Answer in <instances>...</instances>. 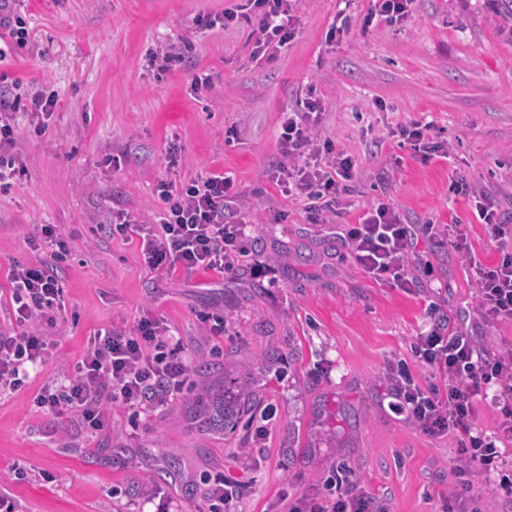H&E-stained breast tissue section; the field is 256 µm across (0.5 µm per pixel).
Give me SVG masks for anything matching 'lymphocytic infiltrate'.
I'll return each mask as SVG.
<instances>
[{"mask_svg": "<svg viewBox=\"0 0 512 512\" xmlns=\"http://www.w3.org/2000/svg\"><path fill=\"white\" fill-rule=\"evenodd\" d=\"M257 18L256 54L274 57L294 37L297 0H250ZM55 105L53 95L22 100L12 88L0 89V191L8 190L25 168L13 146L15 112L26 109L30 124L42 132ZM322 114L317 100L282 113L278 143L290 160L277 170L283 192L306 198L314 223L323 224L335 212L353 178L354 162L334 142L321 138ZM162 205L151 220L126 210L112 214L113 235H137L147 267L167 273L183 270L237 274L247 254V223L236 219L238 197L231 178L202 173L176 183L161 182ZM410 231L390 203L380 201L348 225L346 240L357 263L370 275L393 287L410 289L416 276L410 264ZM32 250L43 253L37 263H15L9 272L10 303L15 329L0 331V389L21 386L50 346L43 325L65 308L58 269L69 250L61 230L42 225L31 236ZM479 314L486 319L512 320V251L490 266L474 265ZM412 353L432 377L421 383L407 363L388 374L389 409L402 413L423 432L441 436L454 431L462 437L463 466L458 475L499 476V486L512 493V476L502 477L504 447L512 441V350L490 355L471 336L449 328L446 320L431 324L416 337ZM191 366L181 337L153 316L134 329L110 326L94 333L72 372L37 397L40 407L56 417H73L89 431L104 426V410L120 405L133 411L167 405L183 391ZM486 400L500 408L504 420L488 433L474 422V406ZM289 512H388L379 495L340 474L328 479L324 495L292 503Z\"/></svg>", "mask_w": 512, "mask_h": 512, "instance_id": "obj_1", "label": "lymphocytic infiltrate"}]
</instances>
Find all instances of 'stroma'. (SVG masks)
<instances>
[{
	"instance_id": "1",
	"label": "stroma",
	"mask_w": 512,
	"mask_h": 512,
	"mask_svg": "<svg viewBox=\"0 0 512 512\" xmlns=\"http://www.w3.org/2000/svg\"><path fill=\"white\" fill-rule=\"evenodd\" d=\"M370 6L299 0L287 48L256 61L247 0H18L29 42L15 49L0 37L10 47L0 76L29 95L54 93L56 104L43 134L18 117L25 173L0 193V326L11 315L12 263L37 258L32 233L57 225L70 251L59 272L66 311L48 330L49 353L21 388L0 391V490L23 512H127L151 490L183 512H205L202 481L220 473L248 485L241 512H288L341 463L390 512H442L454 495L459 435L429 436L383 407L384 374L411 360L437 315L481 349H512V321L480 318L471 269L502 249L476 217L473 194H488L512 225V41L488 0H414L401 23L367 27ZM227 8L239 14L235 24L195 28V16ZM343 11L350 32L327 43ZM166 46L182 59L163 73L152 57ZM197 75L209 85L192 88ZM310 86L322 136L355 162L342 223L385 198L405 223L466 225L468 253L415 237L420 286L407 292L366 273L336 227L312 223L305 203L282 193L267 175L288 162L280 116ZM415 121L435 125L447 156L421 160L396 137ZM173 145L181 163L171 171ZM209 171L243 192L245 271L167 275L145 266L138 237L108 236L114 210L151 217L161 182ZM461 178L471 194L453 191ZM203 313L223 318V335L210 334ZM148 314L194 355L173 402L137 415L109 406L94 433L38 406L95 332L133 328ZM228 391L244 417L276 408L262 447L239 425L200 427L193 402Z\"/></svg>"
}]
</instances>
